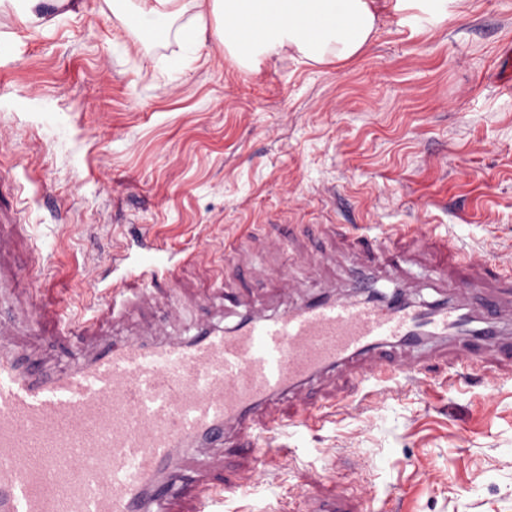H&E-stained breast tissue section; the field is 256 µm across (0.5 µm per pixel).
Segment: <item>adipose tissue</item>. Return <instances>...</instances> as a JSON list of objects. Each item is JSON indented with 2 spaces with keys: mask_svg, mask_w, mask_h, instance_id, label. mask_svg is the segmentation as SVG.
<instances>
[{
  "mask_svg": "<svg viewBox=\"0 0 512 512\" xmlns=\"http://www.w3.org/2000/svg\"><path fill=\"white\" fill-rule=\"evenodd\" d=\"M198 7L214 16V36L240 67L295 49L305 61L343 63L362 55L377 31L376 0H113L134 36L160 32L171 19Z\"/></svg>",
  "mask_w": 512,
  "mask_h": 512,
  "instance_id": "obj_1",
  "label": "adipose tissue"
}]
</instances>
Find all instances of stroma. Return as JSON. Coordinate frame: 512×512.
Wrapping results in <instances>:
<instances>
[{
  "mask_svg": "<svg viewBox=\"0 0 512 512\" xmlns=\"http://www.w3.org/2000/svg\"><path fill=\"white\" fill-rule=\"evenodd\" d=\"M42 10L52 26L0 8V98L15 103L0 112V207L17 218L21 275L64 319L92 318L131 273L166 295L169 269L178 313L141 305L115 334L276 314L332 285L349 295L360 274L416 303L469 301L467 269L429 248L430 233L489 271L512 267V91L498 77L512 0H468L428 28L383 12L347 64L285 49L251 73L209 38L165 75L140 58L177 54V42L141 47L112 0H71L63 18L51 0ZM60 114L65 142L51 128ZM244 224L257 238L225 265L224 238ZM398 224L417 234L405 262L386 239ZM337 391L346 403L323 425L258 438L288 449L287 463L259 468L252 493L213 512H301L332 491L354 512H512V370L439 361L397 394L328 373L306 395L320 405Z\"/></svg>",
  "mask_w": 512,
  "mask_h": 512,
  "instance_id": "35a3bbf8",
  "label": "stroma"
}]
</instances>
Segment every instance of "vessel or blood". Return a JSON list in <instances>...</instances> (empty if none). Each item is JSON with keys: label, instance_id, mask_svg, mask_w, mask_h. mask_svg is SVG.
<instances>
[{"label": "vessel or blood", "instance_id": "1", "mask_svg": "<svg viewBox=\"0 0 512 512\" xmlns=\"http://www.w3.org/2000/svg\"><path fill=\"white\" fill-rule=\"evenodd\" d=\"M24 281L0 238V288ZM128 294L96 318L63 322L56 302L31 301L43 338L93 348L66 370L49 368L26 349L0 351V512H208L222 494H249L259 457L272 465L284 448L257 453L256 430L287 422L318 423L320 413L273 406L338 371L358 382L397 383L426 373L430 353L418 341L456 343L469 358L498 355L512 365V326L486 320L481 307L451 303L434 310L402 300L321 295L277 314H245L232 328L201 327L162 342L138 337L113 344L108 324L146 299L144 276L122 280ZM416 350L409 362L385 348ZM234 429L243 464L234 477L191 473L176 481L179 449L225 445ZM304 512H352L346 497L311 498Z\"/></svg>", "mask_w": 512, "mask_h": 512}]
</instances>
